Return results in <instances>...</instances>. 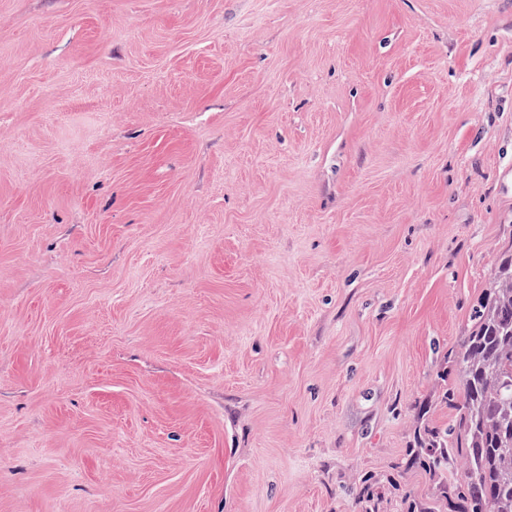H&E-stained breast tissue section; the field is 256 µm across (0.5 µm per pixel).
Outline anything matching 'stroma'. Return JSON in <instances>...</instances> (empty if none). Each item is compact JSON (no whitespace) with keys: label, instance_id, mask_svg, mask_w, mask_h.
Instances as JSON below:
<instances>
[{"label":"stroma","instance_id":"obj_1","mask_svg":"<svg viewBox=\"0 0 512 512\" xmlns=\"http://www.w3.org/2000/svg\"><path fill=\"white\" fill-rule=\"evenodd\" d=\"M507 253L512 0H0V512H463Z\"/></svg>","mask_w":512,"mask_h":512}]
</instances>
